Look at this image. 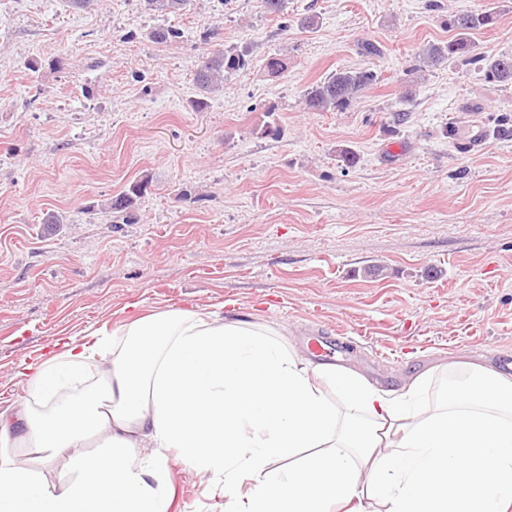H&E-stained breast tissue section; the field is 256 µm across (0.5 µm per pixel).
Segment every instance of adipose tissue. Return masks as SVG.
<instances>
[{
	"mask_svg": "<svg viewBox=\"0 0 512 512\" xmlns=\"http://www.w3.org/2000/svg\"><path fill=\"white\" fill-rule=\"evenodd\" d=\"M120 333L21 364L25 395L0 407V512H169L172 449L223 475L224 512H512V375L473 366L430 406V375L385 391L204 312Z\"/></svg>",
	"mask_w": 512,
	"mask_h": 512,
	"instance_id": "1",
	"label": "adipose tissue"
}]
</instances>
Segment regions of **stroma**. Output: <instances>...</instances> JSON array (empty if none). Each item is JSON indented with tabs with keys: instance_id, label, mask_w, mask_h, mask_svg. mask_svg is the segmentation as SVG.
<instances>
[{
	"instance_id": "stroma-1",
	"label": "stroma",
	"mask_w": 512,
	"mask_h": 512,
	"mask_svg": "<svg viewBox=\"0 0 512 512\" xmlns=\"http://www.w3.org/2000/svg\"><path fill=\"white\" fill-rule=\"evenodd\" d=\"M484 10L479 51L512 55V0H288L284 19L260 0L176 15L0 0V401L24 396L21 362L133 312L205 310L304 358L313 336H350L341 366L388 389L434 371L430 402L469 362L512 356V83L463 56L419 66L453 16ZM162 28L179 35L154 40ZM215 40L253 63L199 109ZM371 64L380 80L354 106L306 110L312 83ZM271 105L276 138L261 133ZM458 115L490 130L487 150L462 153ZM168 467L171 512H224L211 474Z\"/></svg>"
}]
</instances>
